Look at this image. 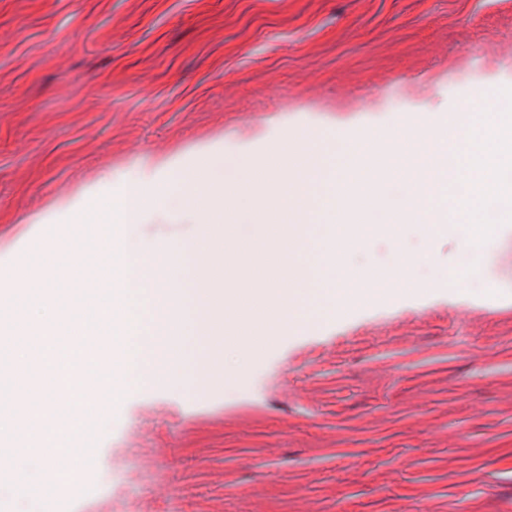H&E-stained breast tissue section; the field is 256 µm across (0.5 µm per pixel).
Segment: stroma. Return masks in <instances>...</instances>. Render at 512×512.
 <instances>
[{
  "label": "stroma",
  "instance_id": "35a3bbf8",
  "mask_svg": "<svg viewBox=\"0 0 512 512\" xmlns=\"http://www.w3.org/2000/svg\"><path fill=\"white\" fill-rule=\"evenodd\" d=\"M512 87V0H0V230L142 156L357 134ZM417 234L366 237L386 264ZM50 512H512V301L443 292L144 392Z\"/></svg>",
  "mask_w": 512,
  "mask_h": 512
}]
</instances>
